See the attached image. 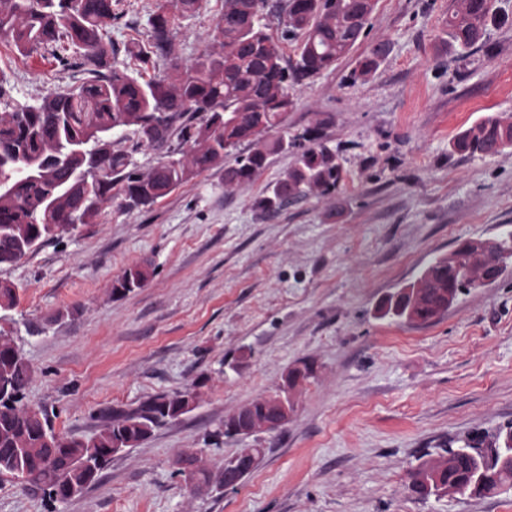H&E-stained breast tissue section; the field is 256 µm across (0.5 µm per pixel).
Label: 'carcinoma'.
Returning a JSON list of instances; mask_svg holds the SVG:
<instances>
[{
  "label": "carcinoma",
  "mask_w": 512,
  "mask_h": 512,
  "mask_svg": "<svg viewBox=\"0 0 512 512\" xmlns=\"http://www.w3.org/2000/svg\"><path fill=\"white\" fill-rule=\"evenodd\" d=\"M376 0H224L214 28L222 46L202 48L190 63L170 58L174 18L164 3L148 14L147 39L124 43L108 36L122 15L112 0H0V40L22 55L48 54L81 75L35 104L0 113V265H13L44 243L93 224L103 208L153 205L195 174L224 166V186L253 181L278 152L295 153L294 165L267 188L255 205L268 214L310 196L335 192L344 180L339 150L319 137L291 135L285 116L296 103V87L326 71L357 44ZM492 0H467L448 17L449 34L467 50L484 36ZM277 20L278 35L268 33ZM296 43V60L284 61L282 44ZM389 51L375 44L351 72L365 80ZM125 53L147 65L170 60L169 72L145 80L119 60ZM153 139H143L147 129ZM250 148L226 164L243 143ZM166 149L149 171L135 154ZM454 148L470 156H494L512 148V122L488 115L460 133ZM70 191L52 207L45 202L57 181ZM72 220L71 228L61 223ZM147 270L128 267L112 288L125 294L141 287ZM18 302V288L0 282V310ZM437 288L390 295L381 317L428 323L447 312ZM33 370L20 350L0 344V476L30 491L53 493L65 485L83 490L99 479L112 449L132 448L153 431L191 412L198 393L186 388L151 398L135 409H110L89 438L54 432L47 410L24 402ZM498 451L470 455L457 448L424 463L412 474L422 496L450 491L489 494L512 485V429L487 433ZM177 463L189 481L207 484L211 475L195 453Z\"/></svg>",
  "instance_id": "obj_1"
}]
</instances>
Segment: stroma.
Returning a JSON list of instances; mask_svg holds the SVG:
<instances>
[{"label":"stroma","mask_w":512,"mask_h":512,"mask_svg":"<svg viewBox=\"0 0 512 512\" xmlns=\"http://www.w3.org/2000/svg\"><path fill=\"white\" fill-rule=\"evenodd\" d=\"M223 6L204 0L178 18L172 57L190 61L211 43ZM455 7L377 0L351 54L298 87L286 124L341 148L335 194L269 216L255 201L292 153L232 190L216 166L0 267L19 290L0 336L32 367L27 399L56 432L87 438L102 411L199 393L193 411L115 455L67 502L0 477V512H512V489L424 499L408 487L448 444L512 426V266L434 322L377 312L436 257L512 228V151L470 158L453 147L485 116L512 121V0H495L467 55L448 35ZM380 42L389 52L378 69L350 83ZM72 81L52 58L0 41V113ZM145 260L146 284L113 294ZM304 362L315 372L289 388L283 431L222 436L225 417L277 393ZM258 446L257 468L232 489H194L173 465L194 451L216 474L225 456Z\"/></svg>","instance_id":"stroma-1"}]
</instances>
